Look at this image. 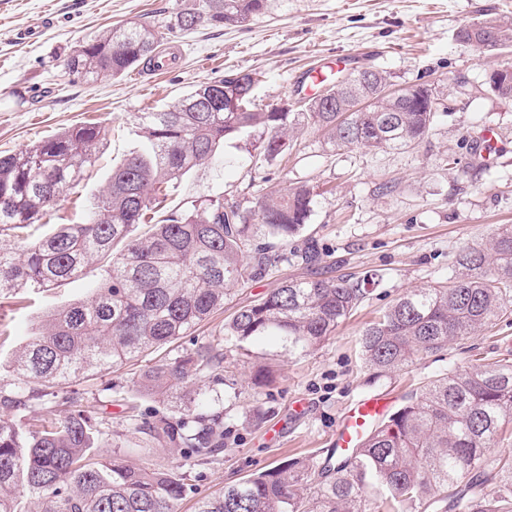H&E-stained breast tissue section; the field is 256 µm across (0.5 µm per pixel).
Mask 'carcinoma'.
I'll use <instances>...</instances> for the list:
<instances>
[{
	"mask_svg": "<svg viewBox=\"0 0 512 512\" xmlns=\"http://www.w3.org/2000/svg\"><path fill=\"white\" fill-rule=\"evenodd\" d=\"M267 9V0H200L174 13L169 28L238 26ZM471 27L477 48L512 43V20L487 17ZM498 34L494 43L485 33ZM164 33L145 20L116 26L78 46L65 74L85 81L148 68ZM237 108L212 110V83L194 85L172 106L135 115L140 142L112 169L82 224H60L31 239L40 210L55 205L95 159L106 128L97 123L64 130L14 154L0 156V294L49 288L81 278L108 261L92 295L55 311L44 331L14 355L12 377L0 379V512H16L8 491L24 488L37 512H179L193 492L188 474L136 468L126 452L99 448L102 422L81 409L78 393L56 388L121 368L144 352L189 335L224 308L225 291L262 278L288 261L311 275L286 280L240 308L228 331L242 343L280 336L288 349H315L362 302L365 289L345 277H322L312 238L293 246L313 211L315 188L297 183L249 199H207L186 212L151 221L178 179L214 157L224 141L261 130L263 159L294 149L296 118L327 133L335 149L404 150L429 132L436 98L423 86L401 103L385 93L376 69L350 74L302 106L267 109L257 101L249 73L216 81ZM512 309V227L487 243L463 246L448 285L408 290L362 334V352L379 374L398 371L415 356L448 344ZM224 364V338L211 336L147 367L141 387L160 397L189 377L215 376ZM224 401L214 395L199 408L131 415L159 442L183 450L188 467L207 464L224 450ZM512 358H483L450 369L412 390L392 416L375 425L362 446L331 465L291 459L258 470L197 500L195 512H512ZM498 479L496 495L483 491Z\"/></svg>",
	"mask_w": 512,
	"mask_h": 512,
	"instance_id": "obj_1",
	"label": "carcinoma"
}]
</instances>
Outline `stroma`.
<instances>
[{"mask_svg":"<svg viewBox=\"0 0 512 512\" xmlns=\"http://www.w3.org/2000/svg\"><path fill=\"white\" fill-rule=\"evenodd\" d=\"M199 0H0V153H15L65 129L101 122L107 134L94 164L67 195L40 212L34 235L60 224H78L102 192L113 166L137 141L134 113L155 112L179 100L192 85L240 70L256 79L265 104L303 97L307 73L326 59L354 58L355 68L383 71L388 85H423L439 101L428 134L405 150H331L320 130L305 127L299 152L289 161L255 163L248 141L229 142L211 162L178 181L155 220L193 202L232 198L247 184L263 189L299 181L321 189L305 236L314 238L329 276L352 279L376 274L354 314L328 340L309 351H289L267 337L240 345L226 328L242 306L263 297L287 278H305L299 266L282 264L265 277L232 288L224 308L193 337L224 336L222 378L189 381L190 391L224 396V451L194 467L197 496L233 484L258 469L292 458L323 459L344 408L380 394L401 405L418 383L450 368L512 348V316L450 344L440 355H419L403 370L385 375L366 365L360 344L367 324L402 292L446 281L460 247L512 225V104L488 85L492 70L512 63L507 49L479 50L458 31L486 17L512 19V0H268L264 14L238 27L201 23L170 28L175 12ZM165 30L163 51L177 52L166 72L103 74L86 82L65 76L64 63L80 44L101 31L139 18ZM492 131L484 162L474 160L483 131ZM100 265L83 279L39 291L0 295V359L8 360L56 308L88 298ZM143 364L110 369L73 383L82 404L105 426L98 443L127 449L136 467H176L182 451L154 441L130 419V404L152 412L158 396L138 379ZM276 365L272 394L254 384L258 370Z\"/></svg>","mask_w":512,"mask_h":512,"instance_id":"obj_1","label":"stroma"}]
</instances>
